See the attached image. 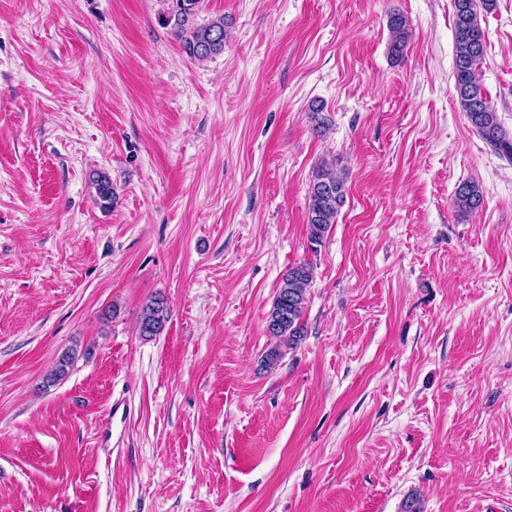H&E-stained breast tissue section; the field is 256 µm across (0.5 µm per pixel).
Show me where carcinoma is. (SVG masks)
<instances>
[{"mask_svg": "<svg viewBox=\"0 0 512 512\" xmlns=\"http://www.w3.org/2000/svg\"><path fill=\"white\" fill-rule=\"evenodd\" d=\"M167 10L162 24L170 28L185 55L193 61H204L224 51V17L199 23L196 17L200 0H165ZM496 0H453L454 3V89L461 111L472 129L489 149L501 158L512 159V134L501 125L498 113L482 88L479 71L485 61V35L481 27V12L493 10ZM391 33L389 51L399 60L409 39L406 17L393 12L389 17ZM101 207L109 208L116 200L111 179L99 173L91 180ZM346 196V182L336 168L323 164L312 172L308 189V239L319 244L336 221ZM454 202L464 213L477 211L483 195L477 184L464 181L456 187ZM313 281V267L303 261L290 266L282 275L277 296L269 316L276 320L271 329L274 344L265 355L264 363L274 367L284 356V350L294 349L305 336L302 322ZM169 319V307L161 295H151L142 304L138 317V334L145 339L160 335ZM77 356L71 347L58 358L47 381L64 379Z\"/></svg>", "mask_w": 512, "mask_h": 512, "instance_id": "carcinoma-1", "label": "carcinoma"}]
</instances>
